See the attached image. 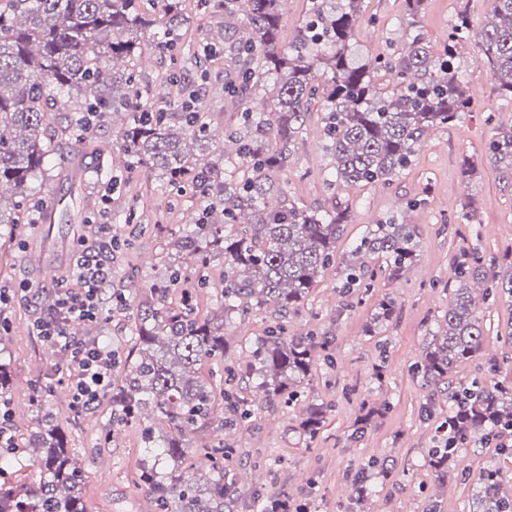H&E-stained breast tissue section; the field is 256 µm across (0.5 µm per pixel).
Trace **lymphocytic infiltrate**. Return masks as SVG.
<instances>
[{
  "mask_svg": "<svg viewBox=\"0 0 512 512\" xmlns=\"http://www.w3.org/2000/svg\"><path fill=\"white\" fill-rule=\"evenodd\" d=\"M111 282V265L89 249L80 250L70 277L58 280L51 292V316L33 324L36 335L66 357L72 391L70 409L75 413L97 406L111 387L117 363L111 347L96 341H77L72 328L74 322L99 318L102 294Z\"/></svg>",
  "mask_w": 512,
  "mask_h": 512,
  "instance_id": "1",
  "label": "lymphocytic infiltrate"
}]
</instances>
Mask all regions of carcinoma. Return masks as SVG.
Here are the masks:
<instances>
[{
	"label": "carcinoma",
	"mask_w": 512,
	"mask_h": 512,
	"mask_svg": "<svg viewBox=\"0 0 512 512\" xmlns=\"http://www.w3.org/2000/svg\"><path fill=\"white\" fill-rule=\"evenodd\" d=\"M180 0H162L161 16L145 0H0V224H19L30 198L29 181L45 168L50 152L83 144L108 114L124 115L118 147L129 165H145L167 178L166 186L186 187L204 197L224 186V199L205 209L203 222L173 242L203 267L224 257L220 306L201 319L193 291L181 306L167 302L182 284V268L169 267L136 306V329L126 356L122 383L112 401L124 419L143 423L148 459L140 478L165 512H234L236 499L224 483V452L206 447L209 472L199 477L179 471L185 454L182 437L201 428L214 414V385L199 375L208 359H224V316L259 310L268 304L296 308L336 260V241L348 210L321 211L286 202L277 173L300 137L305 115L321 97L326 107V149L333 157L330 184L343 187L386 184L409 167L416 146L430 132L452 127L471 106L458 64V45L471 36L468 11H457L447 37L432 49L419 33L392 58L354 65L350 41L362 16L363 0H311L310 17L288 46L281 45L285 0H224V30H233L230 48L242 58L236 82L224 94L242 103L239 125L224 152V167L243 178L220 179V167L204 158L209 126L199 101L202 85L181 81L180 111L163 112L142 102L134 59L142 53L141 32L154 29V46L173 51L183 25ZM492 14L481 29L479 58L493 73L501 96L512 99V0H491ZM205 38L194 52L204 67L216 54ZM124 64L118 70V63ZM395 78L381 86L379 77ZM270 92L266 110L250 102ZM152 113L148 125L136 121ZM502 187L512 189V126L500 127L486 147ZM9 206H3L4 198ZM418 241L413 225L398 215L367 227L354 239L343 262L341 292L369 288L376 272L391 279L415 263ZM488 265L478 253L465 256L455 271L453 299L444 328L416 365L423 381L444 385L448 418L437 444L428 449L429 465L448 470L476 437L487 441L512 431V383L486 385L474 378L454 379V370L483 349V329L469 282L483 284L482 300H512V266ZM318 337L270 332L252 351L248 373L268 395L298 401L299 387L311 376ZM224 426L248 415L234 393L223 390ZM324 410L310 404L301 419L311 439L321 429ZM30 461L40 471L30 492L0 483V512H87L81 470L57 429L33 439ZM470 512H512V487L504 488L497 470L475 482Z\"/></svg>",
	"instance_id": "cac0c4a2"
}]
</instances>
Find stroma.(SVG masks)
Masks as SVG:
<instances>
[{
	"label": "stroma",
	"instance_id": "stroma-1",
	"mask_svg": "<svg viewBox=\"0 0 512 512\" xmlns=\"http://www.w3.org/2000/svg\"><path fill=\"white\" fill-rule=\"evenodd\" d=\"M365 5L350 43V59L357 65L372 56L400 52L414 31L431 45L441 44L459 7H467L478 27L491 11L489 0H426L411 25L402 0H366ZM182 8V48H195L205 36L223 40L222 0H183ZM141 42L148 56L137 64L141 79L150 86L155 106L173 108L176 96L166 81L175 67L170 55L154 48L151 33H144ZM459 54L472 97L470 112L455 126L431 132L417 147L412 165L389 183L328 185L322 103H315L306 117L299 144L279 174L288 202L308 210L335 203L348 208L350 220L336 244L337 257H345L349 244L368 225L394 213L404 214L415 227L420 251L401 278L377 275L359 299L342 295L335 265L297 308L286 311L270 304L257 312L230 313L224 326L230 352L222 362L205 361L204 378L246 369L256 339L281 326L292 335L311 332L331 339L329 348L315 355L300 404L265 396L254 383L237 379L231 387L250 405V417L221 430L224 399L219 396L214 420L190 434V461L201 472L207 469L201 446L223 442L235 448L237 459L227 466L226 476L236 481L237 512H262L270 499L282 495L304 512H427L432 504L437 512H469L473 482L483 468L512 477V454L501 451L494 440L463 449L445 479H438L426 463L448 403L438 387L424 384L416 364L448 311L456 263L472 247L488 260L512 251V192L502 188L486 156L496 127L512 124V101L499 96L489 69L479 63L476 40L462 42ZM176 67L186 81H203V111L211 129L234 130L239 106L225 97L224 86L241 67L236 56L217 52L203 73L184 62ZM122 124L119 114L97 124L83 147L85 169L73 170L70 159L55 155L33 179L34 202L57 206L56 223L0 224V286L13 291L0 305V364L11 371L10 389L0 400L12 413L18 456L29 448L46 416L54 417L83 471L88 512H159L152 491L139 479L147 456L139 425L123 420L108 397L93 410L69 411L64 357L32 331L33 322L49 314L53 284L44 279V267H54L63 279L81 245L101 251L102 239L86 227L103 220L123 244L108 257L112 292L103 297V317L90 327L89 336L112 346L118 356L130 349L135 311L113 306L111 295L141 292L143 274H161L175 264L184 269L185 287H196L199 278H206L208 288L197 293L203 315L220 295L223 257L199 268L170 246L201 217L207 200L190 190L177 194L160 189L156 173L146 167L126 170L117 149ZM466 160L478 173L470 184L461 176ZM114 168L125 175L111 194L106 173ZM68 187L73 198H61ZM466 204L474 212V223L457 217ZM131 209L136 217L128 223L124 216ZM389 297L396 303L394 317L375 322L379 303ZM476 311L484 330L483 352L457 368L456 380L512 382V343L506 341L512 331V302H480ZM310 403L326 408L325 422L311 443L299 428Z\"/></svg>",
	"mask_w": 512,
	"mask_h": 512
}]
</instances>
